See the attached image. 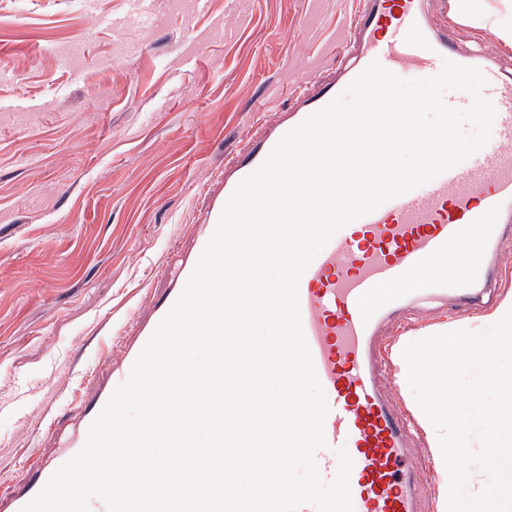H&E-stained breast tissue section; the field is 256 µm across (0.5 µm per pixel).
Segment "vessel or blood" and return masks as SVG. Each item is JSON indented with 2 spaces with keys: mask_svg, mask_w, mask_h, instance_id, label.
Returning a JSON list of instances; mask_svg holds the SVG:
<instances>
[{
  "mask_svg": "<svg viewBox=\"0 0 512 512\" xmlns=\"http://www.w3.org/2000/svg\"><path fill=\"white\" fill-rule=\"evenodd\" d=\"M365 2L346 36L351 64L300 85L292 106L260 124L243 148L225 155L223 193L206 199L192 256L163 271L172 288L154 302L152 315L128 341L125 357L110 377L89 387L85 398L68 409L74 429L65 445L40 459L24 483L0 494V512H21L82 448L91 423L182 292L216 228L225 196L279 139L340 94L372 61L394 73L431 77L448 59L480 69L487 80L482 94L496 110L491 133L496 156L473 154L349 223L316 255L298 287L303 331L330 408L324 423L327 446L316 454L323 480L334 478L342 449L353 462V512H420L416 478L405 466L412 452L411 432L390 404V387L379 383L380 373L392 369L379 332L416 299L493 302L496 258L502 244L512 241V79L453 46L447 28L430 18L427 0ZM454 252L467 256L466 269L455 276L439 272L437 261Z\"/></svg>",
  "mask_w": 512,
  "mask_h": 512,
  "instance_id": "b4317fda",
  "label": "vessel or blood"
}]
</instances>
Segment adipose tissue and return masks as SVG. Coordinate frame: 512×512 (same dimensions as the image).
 <instances>
[{"instance_id": "1", "label": "adipose tissue", "mask_w": 512, "mask_h": 512, "mask_svg": "<svg viewBox=\"0 0 512 512\" xmlns=\"http://www.w3.org/2000/svg\"><path fill=\"white\" fill-rule=\"evenodd\" d=\"M411 412L427 439L439 493L444 498L451 496L460 477L454 461L463 453L462 425L450 416L448 407L440 403H417L412 405Z\"/></svg>"}]
</instances>
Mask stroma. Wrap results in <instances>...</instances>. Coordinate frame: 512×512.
Masks as SVG:
<instances>
[{
    "mask_svg": "<svg viewBox=\"0 0 512 512\" xmlns=\"http://www.w3.org/2000/svg\"><path fill=\"white\" fill-rule=\"evenodd\" d=\"M361 2L0 0V482L53 452L49 424L121 358L204 219L202 192L220 193L226 151L281 93L335 70ZM485 2L481 27L452 0L431 14L512 74L492 30L512 0ZM483 317L426 302L392 336Z\"/></svg>",
    "mask_w": 512,
    "mask_h": 512,
    "instance_id": "stroma-1",
    "label": "stroma"
}]
</instances>
